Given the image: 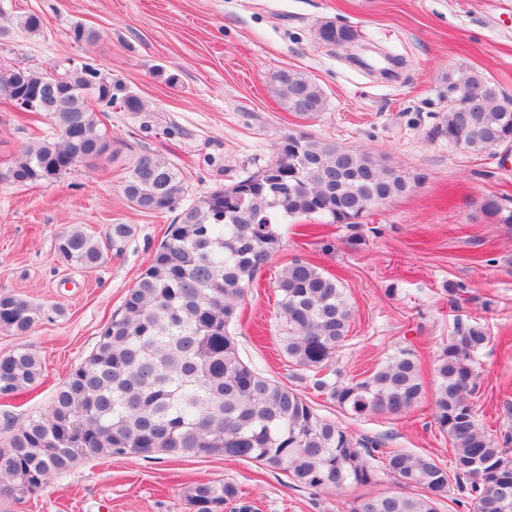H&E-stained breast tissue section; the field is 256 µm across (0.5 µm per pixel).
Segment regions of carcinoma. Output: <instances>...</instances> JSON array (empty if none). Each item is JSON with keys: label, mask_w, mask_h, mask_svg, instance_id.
Wrapping results in <instances>:
<instances>
[{"label": "carcinoma", "mask_w": 512, "mask_h": 512, "mask_svg": "<svg viewBox=\"0 0 512 512\" xmlns=\"http://www.w3.org/2000/svg\"><path fill=\"white\" fill-rule=\"evenodd\" d=\"M321 43L356 40L348 26L323 22ZM285 109L312 117L326 108L317 84L293 70L271 77ZM471 87L484 97L479 112L442 113L437 134L463 141L474 154H495L512 143V97L478 71L448 77V92ZM32 97L56 130L24 148L10 171L13 181L37 185L60 178L89 154L108 146L99 109L118 88L91 64L64 74L31 67H0V99ZM288 153L256 173L188 204L182 170L151 151L140 152L122 184L130 206L144 213L178 211L170 237L128 291L121 310L94 349L57 390L52 406L27 417L0 446V495L42 490L50 476L77 462L112 455L157 453L252 460L289 474L293 483L340 493L365 486L383 472L395 492L357 497L351 512H437L448 497V470L426 455L390 451L376 468L382 442L357 438L342 423L320 415L295 389L259 372L240 354L232 326L246 288L280 247L286 218L323 215L331 224L357 226L373 203L406 191L408 181L372 156L314 137L290 133ZM499 224L512 210L494 197L483 204ZM129 224H110L96 235L75 225L57 239V252L93 270L120 253ZM276 328L288 363L312 372V388L353 416L398 417L415 407L424 387L418 361L401 348L370 375L332 379L352 310L342 283L294 259L275 283ZM40 308L18 295L0 296V328L31 332ZM491 341L478 322L456 325L435 358L432 410L452 445L455 480H465L476 512H512V448L500 446L478 423L471 396L480 376L475 354ZM42 375L37 357L19 348L0 357V399L16 397ZM416 492H410V489ZM239 497L231 482H203L190 490L196 512H222Z\"/></svg>", "instance_id": "obj_1"}]
</instances>
